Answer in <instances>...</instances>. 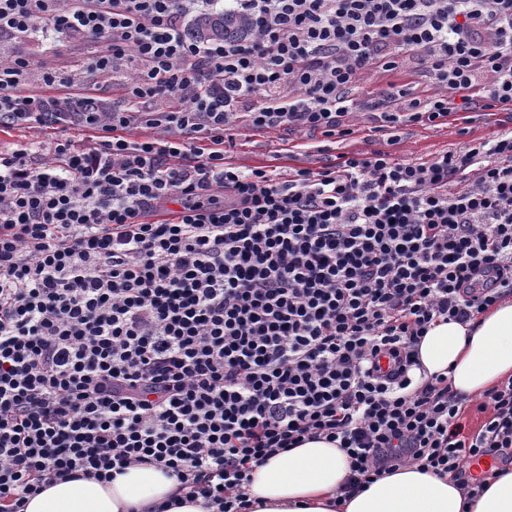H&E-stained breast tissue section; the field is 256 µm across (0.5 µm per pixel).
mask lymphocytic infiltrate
<instances>
[{
  "instance_id": "f902f5d3",
  "label": "lymphocytic infiltrate",
  "mask_w": 512,
  "mask_h": 512,
  "mask_svg": "<svg viewBox=\"0 0 512 512\" xmlns=\"http://www.w3.org/2000/svg\"><path fill=\"white\" fill-rule=\"evenodd\" d=\"M220 12L242 32L194 35ZM36 34L94 46L43 69L46 96ZM4 41L0 128L52 134L43 157L0 153V512L135 464L241 512L252 464L321 438L349 493L404 462L512 465L511 380L469 433L447 378L410 375L433 320L512 294V131L284 181L224 153L244 123L333 138L358 110L381 131L511 113L512 0H0ZM408 57L427 88L358 99L359 72ZM85 74L118 97L77 96Z\"/></svg>"
}]
</instances>
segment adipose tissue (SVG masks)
Returning a JSON list of instances; mask_svg holds the SVG:
<instances>
[{
    "label": "adipose tissue",
    "instance_id": "ef3b65f1",
    "mask_svg": "<svg viewBox=\"0 0 512 512\" xmlns=\"http://www.w3.org/2000/svg\"><path fill=\"white\" fill-rule=\"evenodd\" d=\"M415 382L447 377L465 399L512 379V297L501 299L476 323L436 319L418 347ZM348 457L336 444L310 440L253 466L245 489L247 512H512V470L486 476L470 496L453 475L438 476L409 463L353 495L343 487ZM175 476L132 466L100 483L60 482L31 496L24 512H216L204 497L182 502Z\"/></svg>",
    "mask_w": 512,
    "mask_h": 512
}]
</instances>
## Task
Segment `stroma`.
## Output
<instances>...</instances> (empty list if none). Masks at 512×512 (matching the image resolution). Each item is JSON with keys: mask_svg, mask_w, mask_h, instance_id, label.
<instances>
[{"mask_svg": "<svg viewBox=\"0 0 512 512\" xmlns=\"http://www.w3.org/2000/svg\"><path fill=\"white\" fill-rule=\"evenodd\" d=\"M350 135L323 142L320 135L292 134L285 131L258 130L247 125L236 128L231 160L240 169L267 168L276 177L287 178L290 169L308 167L317 169L329 164L341 154H367L374 150L391 153L392 157L408 162H421L435 155L459 148L465 143L488 140L512 130V117L505 113L479 111L472 122L451 121L434 127L406 123L389 138L373 132L372 123L360 112L349 116ZM311 143V150L296 157H288L287 142Z\"/></svg>", "mask_w": 512, "mask_h": 512, "instance_id": "stroma-1", "label": "stroma"}]
</instances>
